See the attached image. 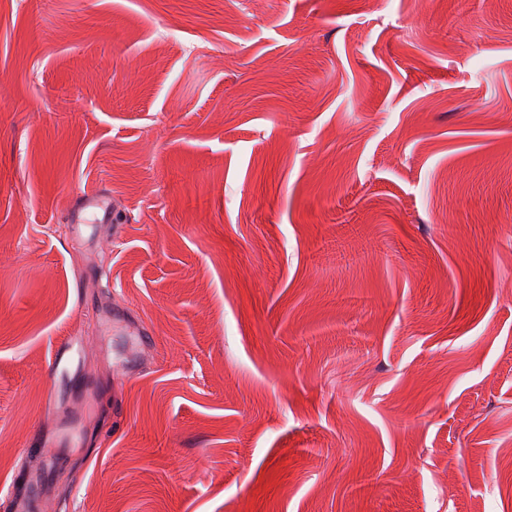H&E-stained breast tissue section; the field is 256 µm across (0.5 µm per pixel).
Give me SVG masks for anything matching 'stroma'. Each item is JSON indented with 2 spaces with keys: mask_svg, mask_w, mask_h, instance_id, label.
<instances>
[{
  "mask_svg": "<svg viewBox=\"0 0 512 512\" xmlns=\"http://www.w3.org/2000/svg\"><path fill=\"white\" fill-rule=\"evenodd\" d=\"M32 459L41 512H512V0H0ZM92 216L99 223H112V199L110 195L98 188L86 189L80 193L78 203L70 212L68 223L78 229L80 224H87ZM77 343V340L69 338L55 346L47 365L48 377L53 385L58 383L63 374L78 370L74 357Z\"/></svg>",
  "mask_w": 512,
  "mask_h": 512,
  "instance_id": "obj_1",
  "label": "stroma"
}]
</instances>
